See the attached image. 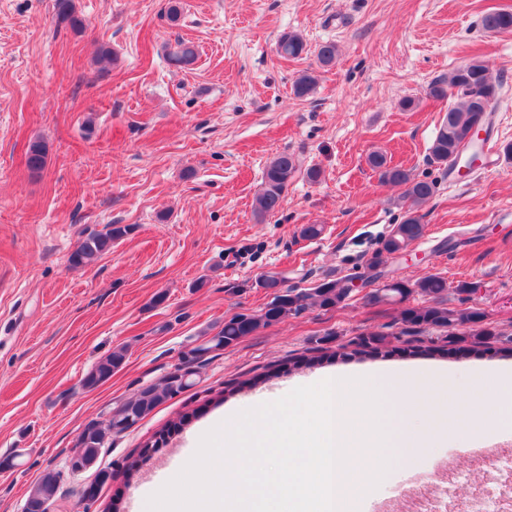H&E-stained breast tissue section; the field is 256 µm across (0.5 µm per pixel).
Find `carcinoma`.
I'll return each instance as SVG.
<instances>
[{
	"label": "carcinoma",
	"instance_id": "1",
	"mask_svg": "<svg viewBox=\"0 0 512 512\" xmlns=\"http://www.w3.org/2000/svg\"><path fill=\"white\" fill-rule=\"evenodd\" d=\"M58 15L74 27L81 25L75 16L72 0H56ZM482 28L488 32H512V11L494 10L486 13L481 20ZM277 52L283 58H298L307 52L304 39L295 33L282 35L277 43ZM197 59V49L189 41L179 40L176 49L169 54V60L180 68L192 65ZM317 78L304 71L293 81V92L297 97H307L316 88ZM428 94L436 100L457 97L460 102L448 105V110L437 128L429 147L432 162L457 167L463 153L469 151L475 139L471 136L477 124L478 113L473 111L474 97L497 99L498 85L492 81L490 67L482 60H472L448 74L433 80ZM46 146L40 140L33 141L27 152V165L33 171L41 170L46 163ZM369 162L380 173L382 183L402 188L401 199L407 204L402 221L395 225L380 242V247L367 260L366 267L372 270L368 282L373 283L384 273L387 260L395 259L406 251L408 246L424 236L426 225L421 222L418 209L433 196L435 184L415 177L401 166H389L383 154L371 153ZM298 171L294 154L283 151L277 154L266 166L260 188L254 199V213L262 218L278 211L285 199L288 183ZM130 232L127 225L114 224L105 233L85 237L70 256L74 267L85 266L112 250V244ZM352 278L345 276L324 279L314 287L301 292L293 288H283L286 277L280 272H270L261 277L258 286L274 292L273 299L262 309L252 314H236L224 320L219 336L224 339V347L235 345L241 338L262 328L283 321L307 309L331 310L342 306L351 296ZM419 295L423 302L410 305V297ZM370 305H398L400 335L417 336L428 329L444 331L440 339H448L450 344H468L482 355L494 357L500 351L488 345L497 333L484 324V313L471 306L455 308L448 306V281L437 275H429L415 282L400 279L390 286L375 288L366 297ZM353 354L391 355L394 353L389 334L364 332L354 342ZM126 349L116 348L101 360L85 379L84 386L92 388L112 377V373L124 364ZM174 396L171 385L161 378L148 389L116 405L112 411L120 414L133 407L141 415H148L156 406ZM112 437V422L97 426L96 430L83 443L86 448H98L107 444ZM37 494L45 502H53L60 489V481L39 479L34 485Z\"/></svg>",
	"mask_w": 512,
	"mask_h": 512
}]
</instances>
